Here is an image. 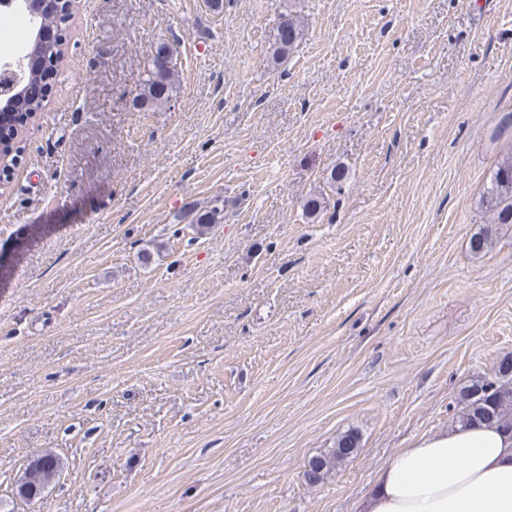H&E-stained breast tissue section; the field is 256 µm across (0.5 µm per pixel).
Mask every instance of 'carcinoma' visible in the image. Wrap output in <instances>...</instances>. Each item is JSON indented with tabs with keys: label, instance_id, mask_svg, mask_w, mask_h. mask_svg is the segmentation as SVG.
I'll return each mask as SVG.
<instances>
[{
	"label": "carcinoma",
	"instance_id": "obj_1",
	"mask_svg": "<svg viewBox=\"0 0 512 512\" xmlns=\"http://www.w3.org/2000/svg\"><path fill=\"white\" fill-rule=\"evenodd\" d=\"M68 0H55L44 14L45 27L62 36L66 27ZM302 35L300 24L294 18L281 22L273 38L271 55L278 62L288 54ZM58 50H45L47 66L35 73V77L51 82L58 68L53 66ZM172 50L166 44L159 45L148 63L146 78L139 95L140 106L152 107L169 101L175 90V64ZM44 107L43 101L31 102L22 99L16 106V118L30 119ZM481 206L490 214L493 224H512V150L503 155L489 175V181L481 196ZM219 206L214 205L199 214L195 224L204 232L211 224L222 220ZM457 420L461 426L475 423H495L512 432V354L500 357L490 371L468 379L459 389L456 397ZM361 437L353 429L342 433L331 448L309 458L304 477L309 485H318L330 478L336 469L357 454ZM60 459L52 453H43L31 460L16 484L17 496L35 500L56 479L60 472Z\"/></svg>",
	"mask_w": 512,
	"mask_h": 512
}]
</instances>
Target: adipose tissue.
I'll use <instances>...</instances> for the list:
<instances>
[{
  "label": "adipose tissue",
  "instance_id": "adipose-tissue-1",
  "mask_svg": "<svg viewBox=\"0 0 512 512\" xmlns=\"http://www.w3.org/2000/svg\"><path fill=\"white\" fill-rule=\"evenodd\" d=\"M375 485L361 512H512V433L482 423L415 437Z\"/></svg>",
  "mask_w": 512,
  "mask_h": 512
}]
</instances>
